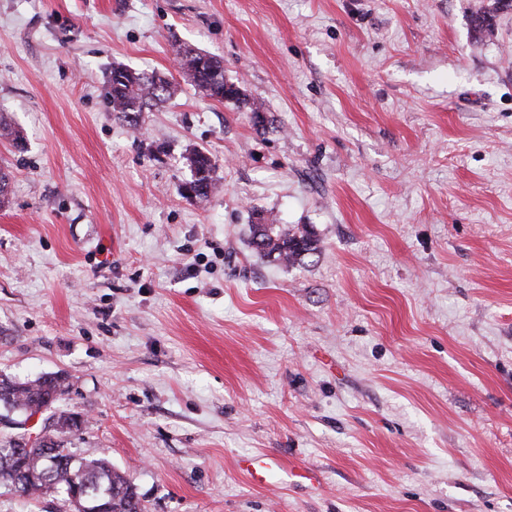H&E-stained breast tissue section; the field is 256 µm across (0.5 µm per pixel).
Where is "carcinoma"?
Returning <instances> with one entry per match:
<instances>
[{"instance_id": "1", "label": "carcinoma", "mask_w": 512, "mask_h": 512, "mask_svg": "<svg viewBox=\"0 0 512 512\" xmlns=\"http://www.w3.org/2000/svg\"><path fill=\"white\" fill-rule=\"evenodd\" d=\"M181 74L212 100L218 102L240 96L238 89L224 82V64L217 57L203 51L180 46L176 50ZM171 82L157 74L134 73L117 66L104 87V99L112 111L118 112L131 125L139 114L153 102L171 97ZM191 171L190 188H202L196 197L205 198L213 188L214 164L207 152L195 149L186 156ZM250 244L264 257L283 263H298L319 251V238L312 227L305 224L291 231L258 218L250 225ZM67 389L61 378L52 375L18 382L0 377V410L4 415L14 414L29 419L36 414L53 411L55 402ZM79 428L76 417L44 434L45 444L19 456H14L0 444V483L16 485L20 474L34 476L35 481L20 488L26 495L42 496L59 491L68 492L75 483L90 493L101 490L110 494L107 512H144L139 495L126 475L112 466L106 457L91 460L79 457L64 447L60 436Z\"/></svg>"}]
</instances>
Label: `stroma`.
<instances>
[{
  "label": "stroma",
  "mask_w": 512,
  "mask_h": 512,
  "mask_svg": "<svg viewBox=\"0 0 512 512\" xmlns=\"http://www.w3.org/2000/svg\"><path fill=\"white\" fill-rule=\"evenodd\" d=\"M118 65L173 84L135 128ZM0 115V374L67 378L65 446L146 512H512V6L0 0ZM261 214L319 253L261 257ZM256 453L313 479L254 484ZM0 512L71 509L0 484ZM181 74L185 80L198 87L212 100L223 102L232 97L239 99L240 92L234 85L224 82V64L217 57L203 51L179 46ZM185 159L192 174V179L188 182L190 187L185 188V193L187 195L196 196L197 198L207 197L213 188L214 181V164L211 157L205 151L194 149L189 152ZM196 187H201L202 191L195 195L190 188L194 189Z\"/></svg>",
  "instance_id": "1"
}]
</instances>
